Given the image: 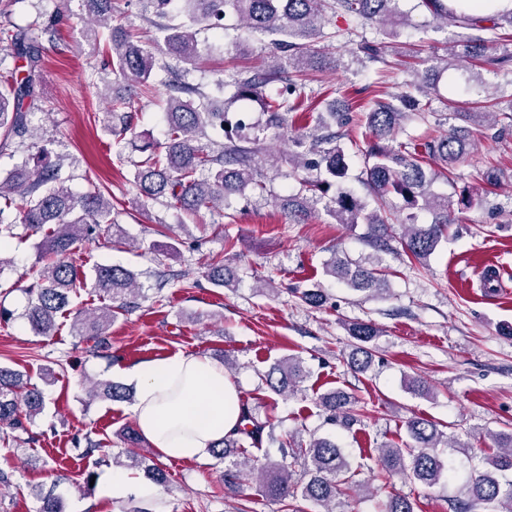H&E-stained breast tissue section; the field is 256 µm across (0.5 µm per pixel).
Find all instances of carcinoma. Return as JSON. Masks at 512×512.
Here are the masks:
<instances>
[{
  "label": "carcinoma",
  "mask_w": 512,
  "mask_h": 512,
  "mask_svg": "<svg viewBox=\"0 0 512 512\" xmlns=\"http://www.w3.org/2000/svg\"><path fill=\"white\" fill-rule=\"evenodd\" d=\"M93 28L86 37L99 42L100 27L110 28V71L113 76L144 88L157 66L155 47L141 44L121 27L112 26V0H81ZM404 0H141L145 10L164 18L169 11L188 4L187 21L163 24V47L170 57L193 65L203 54L197 38L202 28L226 29L225 20L234 18L237 27L268 41L271 52L264 69L246 66L234 71L222 85L233 88L232 95L215 109L200 88L174 80L166 100L164 139L143 138L136 150L144 154L133 173L139 197L147 202L174 207L185 214H195L205 207L220 217L231 218V200L249 191L259 197L271 192L267 172L281 165L291 167L300 177L296 193L274 195L275 201L292 224H305L310 218L325 214L337 224H364L366 244L376 252L405 255L421 265L430 256L454 223L455 208L473 205L472 190H465L457 200L433 189L439 179L465 162L472 147V131L491 129L495 103L488 98L475 112H459L472 129L453 127L439 138L402 143L395 148L403 122L410 114L426 120L430 101L402 96H378L367 112L368 134L360 139L350 136L351 116L331 104L327 115H319L313 131L288 139V148L272 152L260 137L251 134L250 112L236 106L248 101L259 106L265 120L262 134L270 140L287 139L288 113L300 110L304 102L305 77L311 71L329 68L335 60L324 56L316 44L325 38L356 35L358 29L376 28L381 38L361 36L358 51L372 63L387 64L385 39L405 28H416L411 12L404 11ZM491 7L475 13L460 0H418L420 8L445 26L459 29L457 40L448 56H426L424 69L411 73L410 85L427 96L436 90L448 70L467 73V84L480 91L486 89L481 75L473 74L469 65L479 63L496 75L512 71V48L501 41L512 36V0H486ZM353 23L346 29L324 32L326 12ZM14 61L11 68L0 70V151L7 149L15 137L28 141L24 160L0 179V240L13 238L17 228L28 237L40 238L42 266L32 282L23 289L27 297L23 317L37 336H51L57 316L71 314V296L81 288H92L106 295L111 305L93 312L74 314L72 335L98 339L112 325L118 314L131 308L139 295L133 271L116 265H95L87 270L73 262L71 255L81 245L96 240L100 227H106L113 241L130 240L119 224L107 188L93 181L86 191H73L62 177L64 156L40 143L31 117L36 106L35 72L42 60L39 42L22 32L0 29V52ZM4 56V57H6ZM4 57L0 56V64ZM285 80L273 95L265 88L274 81ZM137 115L135 97L119 96L112 100V111L104 113V127L114 137L117 154H122L127 134L134 133ZM363 163L362 184L376 207L369 210L361 198L342 188L348 173L347 152ZM434 168L425 170V166ZM426 211L431 222H417V212ZM326 275L346 283L355 291L379 294L385 291L386 270L379 258L354 262L334 254L325 265ZM205 277L216 288H234L232 269L224 260L211 262ZM299 299L311 307L325 303L320 288L299 292ZM354 339L347 365L354 372H365L372 362L368 344L378 335L371 322H357L348 328ZM306 377V369L295 358L273 365L266 377L267 385L278 393L295 391ZM95 396L111 401L129 397L120 384L105 382L92 388ZM358 400L350 393L335 390L321 395L320 405L327 420L342 418L353 422ZM45 408L42 390L28 382L24 374L0 366V433L21 430L34 422ZM411 442L401 448L384 444L379 448L377 463L390 475H403L430 488L443 480L452 481L459 469L452 460L441 456L439 449L449 446L450 437L438 425L421 417L407 421ZM496 454L483 457L481 465L470 466L459 487L460 496L449 500L453 512H512V479L501 480L497 474L512 473V433L498 436ZM99 451L98 463L123 466L117 451L88 440L86 454ZM282 460L264 457L252 463L250 473L259 492L273 501L297 497L322 509L334 512L336 500L355 487L354 471L348 454L335 441L317 438L306 448L279 446ZM224 463L222 480L233 491L243 476L239 438L228 435L222 444L211 449ZM130 467L144 468L147 477L158 484L166 483L165 473L142 460L127 456ZM35 512H66L63 496L51 489L36 496ZM383 512H414L410 498L404 494L389 497Z\"/></svg>",
  "instance_id": "carcinoma-1"
}]
</instances>
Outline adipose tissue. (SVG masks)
I'll return each mask as SVG.
<instances>
[{"mask_svg": "<svg viewBox=\"0 0 512 512\" xmlns=\"http://www.w3.org/2000/svg\"><path fill=\"white\" fill-rule=\"evenodd\" d=\"M124 373L137 387L133 416L139 431L162 457L204 460L244 424L236 383L207 358L177 354Z\"/></svg>", "mask_w": 512, "mask_h": 512, "instance_id": "1", "label": "adipose tissue"}]
</instances>
